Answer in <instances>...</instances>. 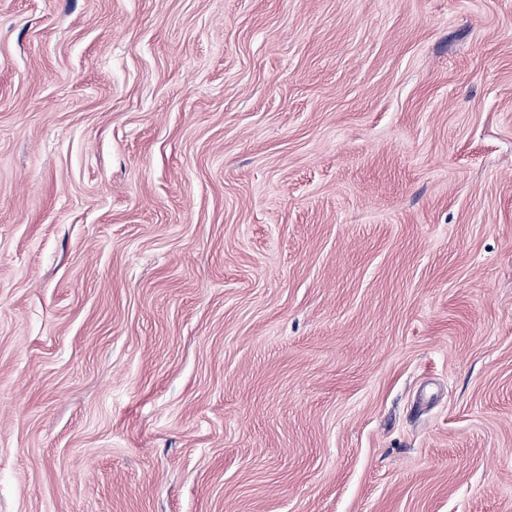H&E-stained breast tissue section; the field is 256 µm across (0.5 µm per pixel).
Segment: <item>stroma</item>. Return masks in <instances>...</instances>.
Wrapping results in <instances>:
<instances>
[{"label": "stroma", "instance_id": "1", "mask_svg": "<svg viewBox=\"0 0 512 512\" xmlns=\"http://www.w3.org/2000/svg\"><path fill=\"white\" fill-rule=\"evenodd\" d=\"M0 512H512V0H0Z\"/></svg>", "mask_w": 512, "mask_h": 512}]
</instances>
